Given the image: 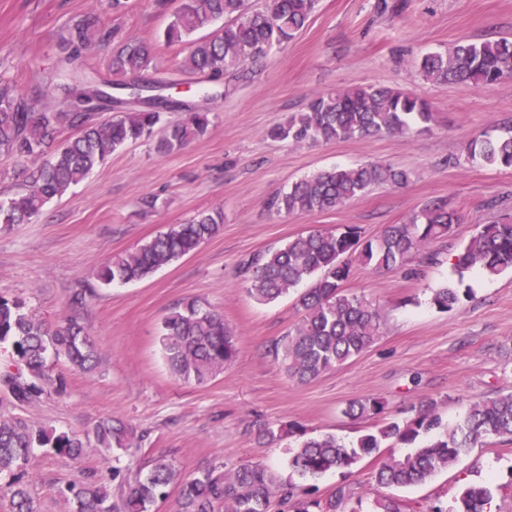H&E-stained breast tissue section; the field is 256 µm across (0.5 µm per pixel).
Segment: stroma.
I'll return each mask as SVG.
<instances>
[{"label":"stroma","instance_id":"obj_1","mask_svg":"<svg viewBox=\"0 0 512 512\" xmlns=\"http://www.w3.org/2000/svg\"><path fill=\"white\" fill-rule=\"evenodd\" d=\"M93 13L102 27L155 42L147 79H161L170 94L197 102V88L181 71L184 46L158 36L168 22L155 0H129L124 15L108 0H0V75L30 89L53 74L57 44L69 21ZM512 40V0H319L306 25L288 43L254 64L247 79L210 103L207 133L162 156L154 138L112 154L28 224L0 229V296L55 324L76 309L94 340L99 363L83 372L48 358L46 373L62 378L63 394L48 392L23 408L0 402V419L22 416L59 432L85 433L103 418L130 424L144 439L139 460L165 457L179 480L211 464L259 462L280 483L292 479V453L304 436L331 433L352 444L384 417L433 399L436 411L457 422L471 401L512 391V272L489 278L457 274L452 258L479 225L512 219V168L462 161L464 143L488 126L512 124V78L488 85L433 84L419 74L425 53L465 39ZM380 86L413 91L434 119L411 134H380L296 146L273 139L270 129L305 111L314 97L341 88ZM373 161L411 171L399 187H374L333 211L279 214L271 199L292 183L336 166ZM155 207H146V198ZM446 202L462 216L447 239L412 256L407 270L380 274L351 261L345 291L379 306L381 339L344 366L301 384L280 372L272 343L301 317L299 290L257 303L244 288L239 265L315 228L348 225L364 238L403 223L421 207ZM202 212L223 216V229L200 249L134 284L99 286L97 271L172 225ZM459 289L460 301L442 311L433 288ZM94 295L74 303L77 292ZM195 299L222 313L239 353L213 380H178L160 353L157 335L177 304ZM382 398L386 413L358 419L349 402ZM291 424L287 436H262V424ZM382 446L355 467L313 479L319 495L336 486L362 499L372 512L388 494L403 512H450L458 489L490 487L493 512H512V441L493 438L469 450L451 469L411 488L381 490ZM40 512H69L62 491L74 469L50 449L37 448L28 464ZM155 512H177L179 487Z\"/></svg>","mask_w":512,"mask_h":512}]
</instances>
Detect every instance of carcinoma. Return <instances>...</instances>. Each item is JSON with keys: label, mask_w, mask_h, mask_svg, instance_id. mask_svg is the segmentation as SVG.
I'll list each match as a JSON object with an SVG mask.
<instances>
[{"label": "carcinoma", "mask_w": 512, "mask_h": 512, "mask_svg": "<svg viewBox=\"0 0 512 512\" xmlns=\"http://www.w3.org/2000/svg\"><path fill=\"white\" fill-rule=\"evenodd\" d=\"M317 0H263L252 11L247 0H178L163 31L166 45H189L184 71L211 83L202 90V101L218 96L221 85L246 77V66L287 43L313 13ZM217 19L224 25L210 35L192 39L203 25ZM115 42L109 70L112 79L96 81L70 70L92 43ZM154 47L151 43L103 28L97 17L74 18L58 44L59 73L42 86L24 92L13 80L0 78V152L35 164L29 184L0 201V225L23 224L39 215L44 206L66 194L112 153L152 133L161 114L173 118L163 128L155 145L160 155L182 149L203 136L210 125L206 105L191 107L171 100L154 102L158 86L147 80L129 82L148 71ZM426 81L435 83H494L512 77V41L508 39L459 42L444 53H429L418 62ZM53 94L63 109L37 111L42 98ZM135 104L106 122H96L89 110L104 103ZM433 119L429 104L420 96L399 89L359 86L340 89L313 99L307 110L273 126L270 136L302 144L331 142L370 134H407L413 126ZM70 128L76 135L56 143ZM469 162L512 168V126L492 127L465 146ZM410 172L377 163L334 167L303 178L277 196L271 206L279 213L315 214L334 210L379 185L400 186ZM460 213L442 202L413 212L402 224H389L374 240H361L354 227L315 229L287 244L251 256L242 270L247 291L256 301L268 304L309 281L299 297L304 311L300 323L276 342L272 349L278 369L299 383L311 382L346 364L370 348L382 335L379 308L363 295L348 293L343 282L349 277L344 261L358 254L378 271L402 267L412 254L448 236L461 223ZM222 227L219 213L202 212L185 224H177L141 245L134 252L105 263L99 280L105 286L140 282L180 258L194 253ZM458 274L477 268L489 276L512 271V222L484 224L455 256ZM432 303L448 310L459 302L457 289H433ZM9 343L13 363L0 366V397L23 407L44 392V368L48 355L62 357L74 368L89 371L97 359L96 344L73 315L50 326L24 311V303L0 297V344ZM158 343L173 375L185 382L203 384L231 364L238 354V341L224 315L196 301L175 306L164 317ZM386 403L368 397L348 404L346 413L355 418L380 415ZM403 420L394 418L375 432L362 435L347 447L336 436L309 437L295 449L290 467L303 478H318L336 469L350 468L385 441L410 445L433 434L425 446L401 457L384 460L376 482L385 488L422 485L436 473L455 465L470 448L491 438L512 440V392L472 402L463 419L453 425L442 422L434 401L425 399L408 410ZM121 450L134 457L138 437L133 427L110 418L98 421L92 437H81L48 428H33L17 416L0 421V489L9 496L11 512H38L27 479V464L35 448H49L78 469L63 495L70 512H153L168 496L176 471L169 461L154 459L150 468L133 469L114 458L110 489L81 468L89 445ZM353 494L338 486L326 497L295 483L276 484L262 464L244 462L226 469L210 466L182 481L179 512H357L350 506ZM491 491L469 485L454 497L446 511L490 512Z\"/></svg>", "instance_id": "carcinoma-1"}]
</instances>
